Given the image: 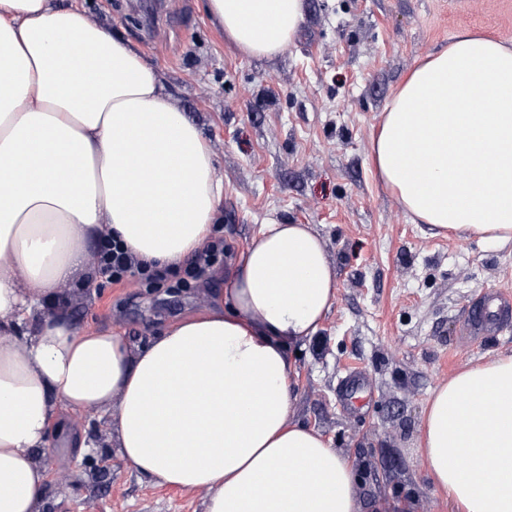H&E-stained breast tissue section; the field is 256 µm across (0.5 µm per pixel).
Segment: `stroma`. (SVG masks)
Here are the masks:
<instances>
[{"mask_svg":"<svg viewBox=\"0 0 512 512\" xmlns=\"http://www.w3.org/2000/svg\"><path fill=\"white\" fill-rule=\"evenodd\" d=\"M122 28L209 142L224 182L217 237L243 252L261 224H309L338 275L337 300L294 359L296 417L342 449L380 512H453L430 482L419 426L432 390L512 353V329L463 332L470 306L512 292V248L432 235L380 182L370 144L387 102L422 59L463 31L512 44V0H304L294 42L237 53L202 0H60ZM228 265L175 294L91 277L66 289L78 326L141 347L230 286ZM106 466L57 435L45 512H205L206 496L149 483L109 447Z\"/></svg>","mask_w":512,"mask_h":512,"instance_id":"1","label":"stroma"}]
</instances>
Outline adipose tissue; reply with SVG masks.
<instances>
[{
	"label": "adipose tissue",
	"mask_w": 512,
	"mask_h": 512,
	"mask_svg": "<svg viewBox=\"0 0 512 512\" xmlns=\"http://www.w3.org/2000/svg\"><path fill=\"white\" fill-rule=\"evenodd\" d=\"M225 41L273 57L303 0H204ZM370 153L432 234L512 243V47L469 32L418 65ZM224 185L200 129L117 28L57 0H0V512H41L60 410L106 411L122 459L151 483L207 494V512H363L357 469L295 417L289 350L337 298L307 224L262 225L204 311L131 349L60 302L108 235L181 266L210 242ZM428 476L460 512H512V353L432 392Z\"/></svg>",
	"instance_id": "obj_1"
}]
</instances>
